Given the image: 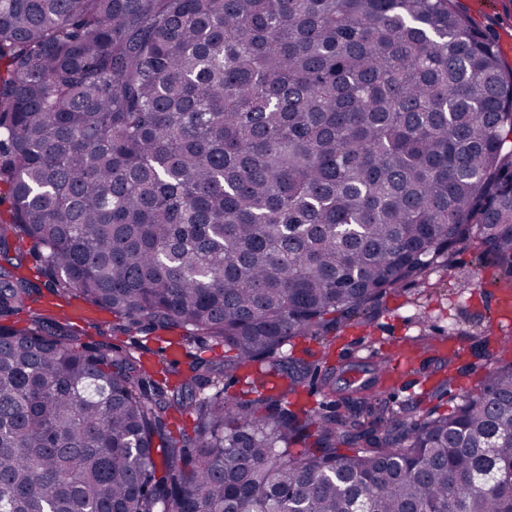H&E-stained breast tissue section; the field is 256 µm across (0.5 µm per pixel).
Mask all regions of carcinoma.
<instances>
[{
    "instance_id": "1",
    "label": "carcinoma",
    "mask_w": 512,
    "mask_h": 512,
    "mask_svg": "<svg viewBox=\"0 0 512 512\" xmlns=\"http://www.w3.org/2000/svg\"><path fill=\"white\" fill-rule=\"evenodd\" d=\"M0 184V512H512V345L446 412L283 354L462 250L512 289V69L454 0H0Z\"/></svg>"
}]
</instances>
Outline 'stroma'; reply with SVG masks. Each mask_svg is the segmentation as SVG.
Wrapping results in <instances>:
<instances>
[{
  "mask_svg": "<svg viewBox=\"0 0 512 512\" xmlns=\"http://www.w3.org/2000/svg\"><path fill=\"white\" fill-rule=\"evenodd\" d=\"M457 8L472 24L491 31L506 67L512 68V0H455ZM497 272L480 266L475 250L457 254L452 268H434L422 284L390 295L369 327L353 326L337 336L330 350L321 341L296 339L297 349H309L313 359H326L336 369V387L344 389L348 379L367 380L375 361L396 357L402 345L419 337L431 340L451 337L462 353L458 365L472 363L471 349L482 340L512 336V324L501 321L498 308L503 295ZM448 375L433 352L422 354L408 372L406 382L381 385L380 390L395 405L428 407L427 391Z\"/></svg>",
  "mask_w": 512,
  "mask_h": 512,
  "instance_id": "stroma-1",
  "label": "stroma"
}]
</instances>
